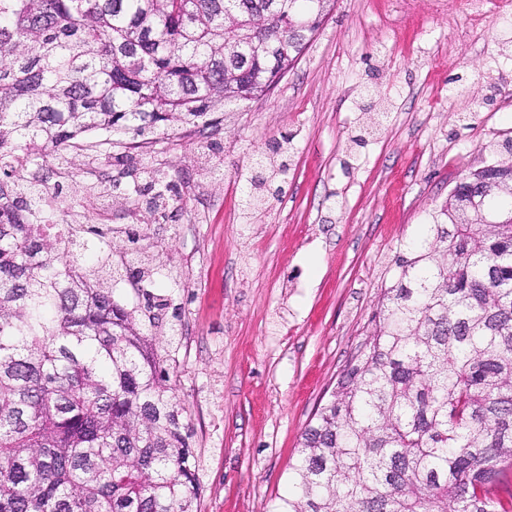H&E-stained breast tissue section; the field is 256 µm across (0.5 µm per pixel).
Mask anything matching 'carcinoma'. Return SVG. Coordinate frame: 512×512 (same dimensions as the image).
Segmentation results:
<instances>
[{"mask_svg":"<svg viewBox=\"0 0 512 512\" xmlns=\"http://www.w3.org/2000/svg\"><path fill=\"white\" fill-rule=\"evenodd\" d=\"M334 2L0 0V512H197L201 492L162 341L181 308L137 248L148 226L37 224L46 189L24 172L109 163L89 133L142 150L257 99ZM290 142L253 161L247 209L282 195ZM493 153L395 256L274 512H512L495 492L512 473V138ZM176 178L149 170L151 221ZM111 204L135 201L114 182Z\"/></svg>","mask_w":512,"mask_h":512,"instance_id":"cac0c4a2","label":"carcinoma"}]
</instances>
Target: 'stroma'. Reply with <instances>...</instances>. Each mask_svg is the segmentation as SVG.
Wrapping results in <instances>:
<instances>
[{
    "mask_svg": "<svg viewBox=\"0 0 512 512\" xmlns=\"http://www.w3.org/2000/svg\"><path fill=\"white\" fill-rule=\"evenodd\" d=\"M376 90L371 107L367 90ZM294 133L281 200L243 213L253 155ZM512 137V29H470L440 0H336L294 68L207 125L160 135L101 182L70 178L59 208L91 221L101 185L155 162L182 202L152 242L180 303L176 394L194 427L198 512H272L299 437L372 330L401 243L456 181Z\"/></svg>",
    "mask_w": 512,
    "mask_h": 512,
    "instance_id": "35a3bbf8",
    "label": "stroma"
}]
</instances>
